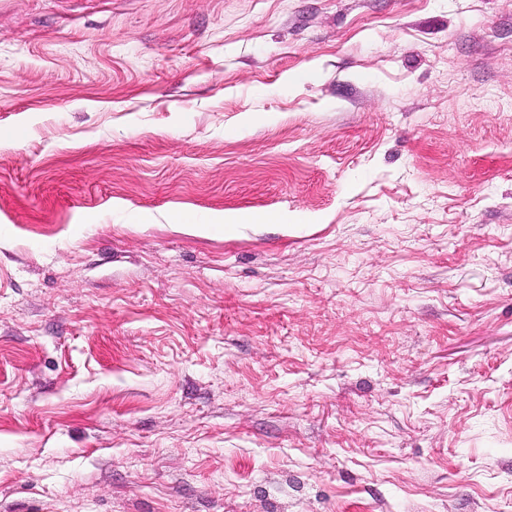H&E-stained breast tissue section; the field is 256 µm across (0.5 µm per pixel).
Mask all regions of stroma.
Segmentation results:
<instances>
[{"label":"stroma","mask_w":512,"mask_h":512,"mask_svg":"<svg viewBox=\"0 0 512 512\" xmlns=\"http://www.w3.org/2000/svg\"><path fill=\"white\" fill-rule=\"evenodd\" d=\"M0 512H512V0H0Z\"/></svg>","instance_id":"stroma-1"}]
</instances>
